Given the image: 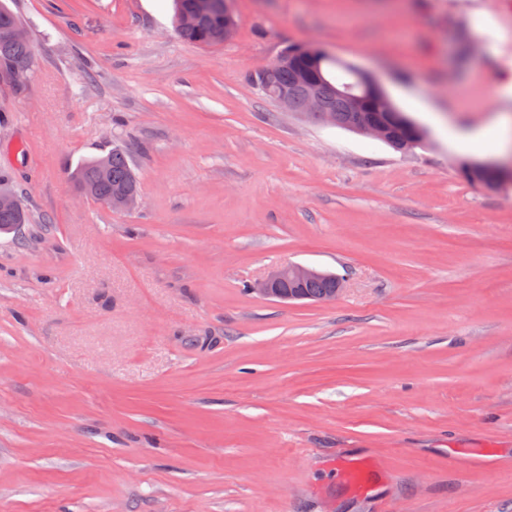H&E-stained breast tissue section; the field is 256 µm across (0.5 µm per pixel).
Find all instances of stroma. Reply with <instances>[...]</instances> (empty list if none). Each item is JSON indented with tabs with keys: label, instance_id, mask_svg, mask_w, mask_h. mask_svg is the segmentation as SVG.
<instances>
[{
	"label": "stroma",
	"instance_id": "35a3bbf8",
	"mask_svg": "<svg viewBox=\"0 0 512 512\" xmlns=\"http://www.w3.org/2000/svg\"><path fill=\"white\" fill-rule=\"evenodd\" d=\"M5 2L33 63L0 85L31 216L0 233V512H512V185L458 171L512 160L461 142L512 82V0H234L218 47L172 0ZM294 43L374 72L427 141L261 95ZM116 145L132 211L69 178ZM288 263L343 294L250 292Z\"/></svg>",
	"mask_w": 512,
	"mask_h": 512
}]
</instances>
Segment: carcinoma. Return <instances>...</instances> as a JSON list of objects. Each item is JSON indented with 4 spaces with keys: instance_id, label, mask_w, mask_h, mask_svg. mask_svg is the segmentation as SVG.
I'll return each instance as SVG.
<instances>
[{
    "instance_id": "cac0c4a2",
    "label": "carcinoma",
    "mask_w": 512,
    "mask_h": 512,
    "mask_svg": "<svg viewBox=\"0 0 512 512\" xmlns=\"http://www.w3.org/2000/svg\"><path fill=\"white\" fill-rule=\"evenodd\" d=\"M224 8H219L211 16L198 25L183 28L175 23L179 37L189 43L201 46H219L224 44ZM19 24L14 12L5 4L0 3V72L7 74L14 83V91L25 89L32 67V50L29 42L16 41L10 37V31ZM298 66L307 74L308 82L301 85L295 79L294 70L285 67L270 72L261 68L249 77L250 82L261 88L267 84L269 90L286 89L294 98L295 108L303 106L306 98L313 94L320 95L326 105L339 112L341 123H346L347 113L341 111L342 102L336 95V88L355 81L356 74L352 65L339 60L323 48L312 53L297 55ZM368 116L384 122L392 134L391 148L409 142L418 137L424 129L418 125L403 122L396 112H375L373 104H368ZM106 166H100V157H90L82 160L70 171V179L77 190L88 198L99 201L109 200L120 190H138L137 174L130 160V151L125 146H114L104 155ZM462 177L470 184L476 185L482 181L492 180L499 176L495 170L476 167L470 169L460 164ZM26 209L17 214H0V231H7L27 223ZM334 287V281L320 278L310 281L302 288L303 294L310 301L319 302L323 296Z\"/></svg>"
}]
</instances>
